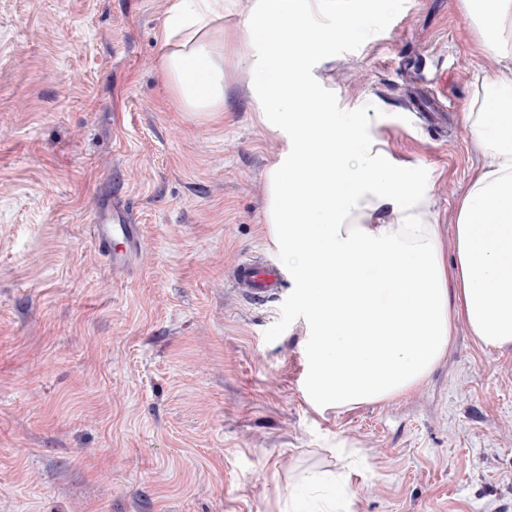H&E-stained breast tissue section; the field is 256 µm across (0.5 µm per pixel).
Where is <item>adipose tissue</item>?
<instances>
[{"label": "adipose tissue", "mask_w": 512, "mask_h": 512, "mask_svg": "<svg viewBox=\"0 0 512 512\" xmlns=\"http://www.w3.org/2000/svg\"><path fill=\"white\" fill-rule=\"evenodd\" d=\"M227 0H173L161 70L183 111L224 109ZM499 59L474 131L500 149L459 208L447 270L427 192L379 149L342 132L338 113L297 74L291 42L311 0H256L244 26L262 121L284 140L269 166L265 222L288 257L307 327V392L349 408L415 387L448 350L452 315L484 348L512 352V0H464ZM458 288L449 290L448 275Z\"/></svg>", "instance_id": "obj_1"}]
</instances>
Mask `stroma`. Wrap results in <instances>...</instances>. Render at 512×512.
I'll return each instance as SVG.
<instances>
[{"label": "stroma", "instance_id": "35a3bbf8", "mask_svg": "<svg viewBox=\"0 0 512 512\" xmlns=\"http://www.w3.org/2000/svg\"><path fill=\"white\" fill-rule=\"evenodd\" d=\"M173 0H0V512H290L345 472L352 512H512V353L452 319L413 390L306 398L293 280L263 306L239 259L287 268L264 222L282 142L255 109L254 0L224 11V109L185 112L161 71ZM356 32L294 42L304 77L412 169L445 257L496 160L465 114L496 56L461 0H336ZM414 85L448 125L405 99ZM141 227L113 269L89 226Z\"/></svg>", "mask_w": 512, "mask_h": 512}]
</instances>
